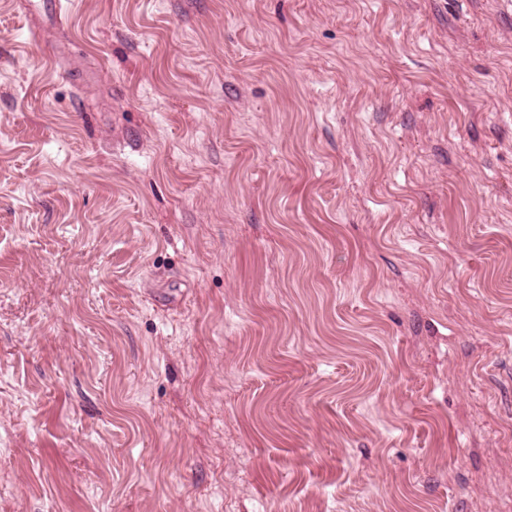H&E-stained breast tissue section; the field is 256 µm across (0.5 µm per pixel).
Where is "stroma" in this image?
<instances>
[{
  "label": "stroma",
  "instance_id": "stroma-1",
  "mask_svg": "<svg viewBox=\"0 0 512 512\" xmlns=\"http://www.w3.org/2000/svg\"><path fill=\"white\" fill-rule=\"evenodd\" d=\"M0 512H512V0H0Z\"/></svg>",
  "mask_w": 512,
  "mask_h": 512
}]
</instances>
